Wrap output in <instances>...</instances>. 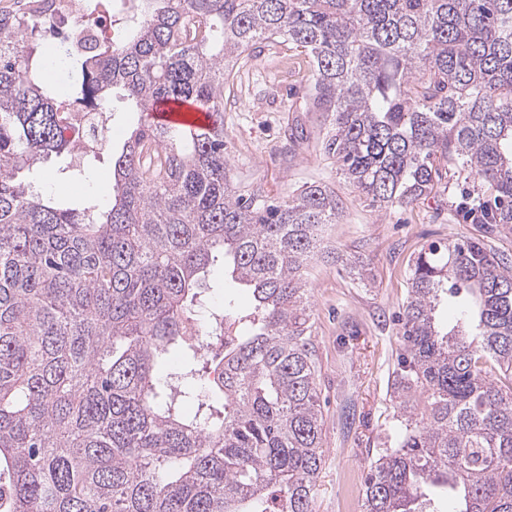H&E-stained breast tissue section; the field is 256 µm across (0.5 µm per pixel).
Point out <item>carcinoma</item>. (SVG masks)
<instances>
[{"label": "carcinoma", "instance_id": "cac0c4a2", "mask_svg": "<svg viewBox=\"0 0 512 512\" xmlns=\"http://www.w3.org/2000/svg\"><path fill=\"white\" fill-rule=\"evenodd\" d=\"M122 38L71 55L69 92L101 112L196 102L192 132L138 123L112 204L17 181L72 153L42 45L0 10V512H316L322 415L303 270L341 200L310 184L275 201L229 175L224 80L259 40L312 56V108L348 183L385 207L448 166L470 205L512 228V0H84ZM250 306L204 299L216 262ZM458 297L453 323L438 315ZM204 309L207 324L195 313ZM200 330L224 337L211 364ZM390 391L399 422L362 512H512V266L484 243L432 242L411 274ZM423 410H418V401Z\"/></svg>", "mask_w": 512, "mask_h": 512}]
</instances>
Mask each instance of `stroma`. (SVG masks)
I'll list each match as a JSON object with an SVG mask.
<instances>
[{"label":"stroma","instance_id":"obj_1","mask_svg":"<svg viewBox=\"0 0 512 512\" xmlns=\"http://www.w3.org/2000/svg\"><path fill=\"white\" fill-rule=\"evenodd\" d=\"M254 54L255 66L234 73L224 91L232 181L280 198L317 182L342 201L339 219L325 231L340 257L313 260L307 281L323 420L316 512H352L350 493L362 492L370 461L388 447L397 426L390 378L401 350L398 316L418 253L465 235L512 259V230L490 235L467 218L469 198L482 190L468 174L443 177L431 194L406 207L385 209L359 195L324 151L329 121L310 107V58L281 38L259 44ZM138 120V113L114 112L112 149L100 162L70 178L61 174L60 159L48 158L36 189L73 199L96 195L97 180L111 177L112 156ZM295 127L303 137L294 142Z\"/></svg>","mask_w":512,"mask_h":512}]
</instances>
